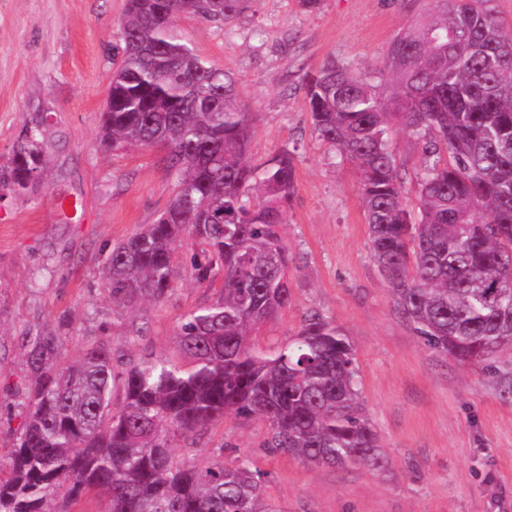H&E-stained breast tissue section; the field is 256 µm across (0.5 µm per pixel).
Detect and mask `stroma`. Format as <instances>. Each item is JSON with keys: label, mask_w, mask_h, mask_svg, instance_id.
<instances>
[{"label": "stroma", "mask_w": 512, "mask_h": 512, "mask_svg": "<svg viewBox=\"0 0 512 512\" xmlns=\"http://www.w3.org/2000/svg\"><path fill=\"white\" fill-rule=\"evenodd\" d=\"M127 0H0V158L33 108L48 114V163L36 191L0 198V468L24 421L30 382L20 338L56 328L67 359L105 340L128 357L181 360L183 317L215 291L189 274L178 248L167 297L130 310L112 304L101 267L113 245L154 223L173 181L160 152L101 147L112 47ZM428 0H257L219 28L187 16L179 27L208 61L230 71L251 106L252 160L294 155L295 193L284 238L296 257L293 301L252 345L270 352L320 312L349 337L364 413L388 459L385 471L312 467L262 446L266 424L233 417L176 438V462L252 460L268 472L274 512H512V347L478 366L424 344L396 308L373 260L352 163L311 127L302 79L326 61H350L385 82L393 38ZM408 203L417 199L421 145L390 139ZM141 326L134 335L133 326Z\"/></svg>", "instance_id": "1"}]
</instances>
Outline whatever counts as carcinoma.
<instances>
[{
    "label": "carcinoma",
    "mask_w": 512,
    "mask_h": 512,
    "mask_svg": "<svg viewBox=\"0 0 512 512\" xmlns=\"http://www.w3.org/2000/svg\"><path fill=\"white\" fill-rule=\"evenodd\" d=\"M253 2L128 0L100 144L160 149L175 186L155 223L113 245L102 280L115 304L159 303L175 249L189 240L191 278L219 285L217 297L179 325L186 365L125 361L101 342L70 362L53 331L28 329L33 384L10 476L0 477V512H50L60 488L72 502L103 492L106 512H273L267 473L249 459L174 462L176 437L228 416L264 420L271 454L384 468L353 345L332 318L310 314L271 354L250 344L292 302L282 230L294 157L284 149L251 162V112L232 74L177 23L192 15L222 27ZM492 2L430 0L388 49V93L350 62L328 61L303 79L314 133L358 170L371 252L396 306L427 346L467 364L512 345V31ZM47 128L45 111L30 113L0 163V198L35 190ZM396 129L422 143L414 209L390 150Z\"/></svg>",
    "instance_id": "obj_1"
}]
</instances>
